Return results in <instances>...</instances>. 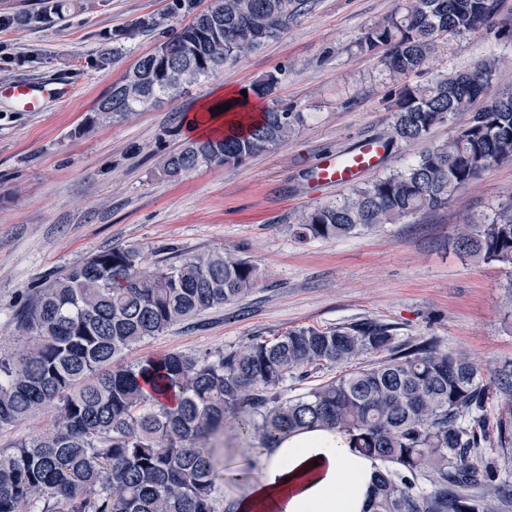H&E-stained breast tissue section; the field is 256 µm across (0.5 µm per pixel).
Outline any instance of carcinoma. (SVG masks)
Instances as JSON below:
<instances>
[{"label": "carcinoma", "mask_w": 512, "mask_h": 512, "mask_svg": "<svg viewBox=\"0 0 512 512\" xmlns=\"http://www.w3.org/2000/svg\"><path fill=\"white\" fill-rule=\"evenodd\" d=\"M308 2L212 0L115 81L90 122L120 121L179 95L185 79L207 78L242 49L279 38ZM498 7V0H406L365 27L354 47L405 78L423 70L439 40L492 24ZM495 72L484 58L424 86L403 85L391 142L425 139L460 115L464 125L405 169L314 208L297 236L337 239L446 207L486 169L512 161V94L481 102ZM277 84L271 73L249 94L266 98ZM230 111L237 126L184 142L166 156L162 176L239 166L304 122L275 103L252 116L234 100ZM456 249L505 269L512 304V195L490 221L462 225ZM256 282V267L235 251L147 268L140 250L127 246L43 283L18 317L22 346L0 354V428L39 410L54 421L0 453V512H219L215 449L227 423L262 448L311 425L345 433L383 465L371 512H512V482L497 483L477 465L487 446L512 457V400L494 420L484 414L493 386L512 393V364L487 380L467 354L432 338L398 343L391 324L368 317L295 327L204 356L121 362L147 338L240 302ZM368 355L379 359L359 365ZM333 369L336 376L288 396V382Z\"/></svg>", "instance_id": "obj_1"}]
</instances>
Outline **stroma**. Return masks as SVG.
I'll return each instance as SVG.
<instances>
[{"label":"stroma","mask_w":512,"mask_h":512,"mask_svg":"<svg viewBox=\"0 0 512 512\" xmlns=\"http://www.w3.org/2000/svg\"><path fill=\"white\" fill-rule=\"evenodd\" d=\"M398 0H310L277 40L241 53L237 63L135 112L88 125L97 101L162 31L187 23L208 0L169 12L170 0H67L62 17L41 19L42 0H0V15H30L0 30V84L66 81L73 94L24 112L0 97V350L17 348V316L38 285L112 246L139 248L146 266L209 251L235 250L257 268L242 302L147 339L126 353L135 363L169 353L201 356L300 326L317 328L358 317L393 324L399 340L433 338L465 351L480 369L512 363V305L505 273L460 256L462 224L488 218L512 195V163L494 166L457 191L443 208L397 224L333 240L304 241L299 218L347 194L309 174L320 160L366 140L388 143L363 182L412 164L431 142L459 124L437 127L429 141L389 144L400 84L353 43ZM155 19L157 28H140ZM132 31L120 52L103 36ZM495 59L487 97L512 92V0H500L494 23L438 47L409 85ZM272 98L305 121L277 148L238 167L212 166L171 182L166 155L187 139L180 114H193L267 74Z\"/></svg>","instance_id":"1"}]
</instances>
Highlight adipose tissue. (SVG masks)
<instances>
[{"instance_id":"1","label":"adipose tissue","mask_w":512,"mask_h":512,"mask_svg":"<svg viewBox=\"0 0 512 512\" xmlns=\"http://www.w3.org/2000/svg\"><path fill=\"white\" fill-rule=\"evenodd\" d=\"M378 460L339 431H296L259 455L257 479L227 491L234 512H369Z\"/></svg>"}]
</instances>
